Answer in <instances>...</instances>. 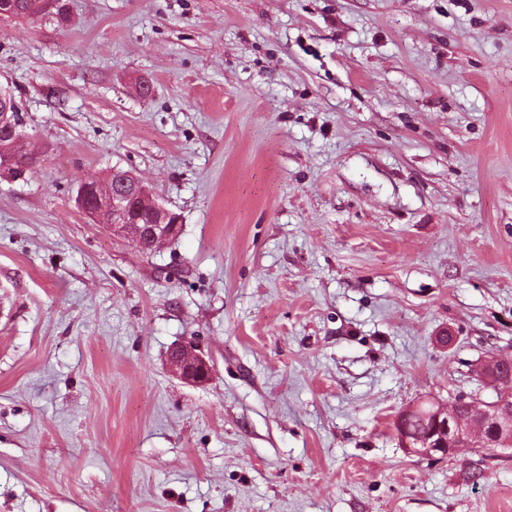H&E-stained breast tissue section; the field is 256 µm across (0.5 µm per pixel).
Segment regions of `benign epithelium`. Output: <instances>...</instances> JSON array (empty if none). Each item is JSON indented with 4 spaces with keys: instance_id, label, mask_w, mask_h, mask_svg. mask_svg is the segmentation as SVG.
Masks as SVG:
<instances>
[{
    "instance_id": "7a95c632",
    "label": "benign epithelium",
    "mask_w": 512,
    "mask_h": 512,
    "mask_svg": "<svg viewBox=\"0 0 512 512\" xmlns=\"http://www.w3.org/2000/svg\"><path fill=\"white\" fill-rule=\"evenodd\" d=\"M10 99L0 95V180L19 181L17 146L23 140L22 122L9 110ZM112 182L101 186L97 180H88L79 186L77 204L93 218L107 215V227L114 236H128L137 243L148 242L157 247L178 233L180 216L158 201L154 192L132 173L118 167L112 168ZM171 371L181 380L200 384L210 374L207 360L195 350L177 346L169 357ZM496 368L502 371L497 384L512 385V360L494 353L480 364L477 373L483 383H488L483 370ZM476 404L469 413H459L458 405L438 402L434 418L436 429L429 436L413 443L404 435L398 439L408 452L424 457L458 453L466 448H495L504 429L512 432V407L499 404L495 413L484 409L476 414Z\"/></svg>"
}]
</instances>
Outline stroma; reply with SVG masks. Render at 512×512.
<instances>
[{
    "label": "stroma",
    "mask_w": 512,
    "mask_h": 512,
    "mask_svg": "<svg viewBox=\"0 0 512 512\" xmlns=\"http://www.w3.org/2000/svg\"><path fill=\"white\" fill-rule=\"evenodd\" d=\"M65 2L0 19V512H512L393 427L512 358V0ZM115 166L175 239L78 209ZM3 91L4 95L1 94ZM7 94V95H5ZM9 96V97H8ZM10 100L12 101V112H10ZM1 103L3 107L1 106ZM0 180L19 181L23 179V175L18 171L16 162L18 158L17 146L23 140V132L21 130L22 122L17 119L19 107L12 91L0 88ZM5 138V139H4ZM171 371L181 380L188 383H203L210 374L207 360L195 350L177 346L169 357Z\"/></svg>",
    "instance_id": "35a3bbf8"
}]
</instances>
